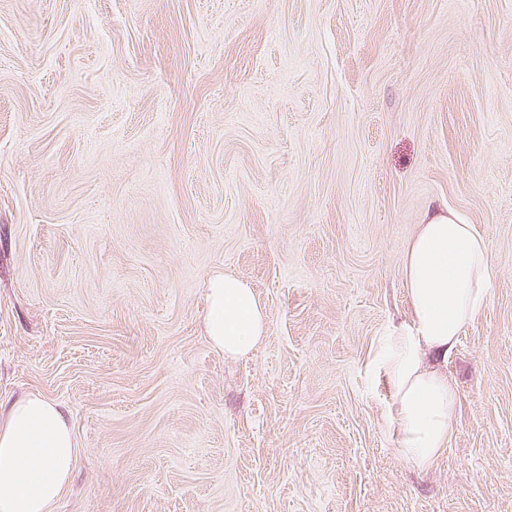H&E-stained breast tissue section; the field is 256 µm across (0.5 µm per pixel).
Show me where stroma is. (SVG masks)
I'll use <instances>...</instances> for the list:
<instances>
[{"label": "stroma", "instance_id": "35a3bbf8", "mask_svg": "<svg viewBox=\"0 0 512 512\" xmlns=\"http://www.w3.org/2000/svg\"><path fill=\"white\" fill-rule=\"evenodd\" d=\"M445 207L490 303L402 457L369 360ZM216 273L266 339H207ZM68 413L53 512H512V0H0V402Z\"/></svg>", "mask_w": 512, "mask_h": 512}]
</instances>
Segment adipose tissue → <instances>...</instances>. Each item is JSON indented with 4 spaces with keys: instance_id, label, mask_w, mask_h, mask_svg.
Here are the masks:
<instances>
[{
    "instance_id": "adipose-tissue-1",
    "label": "adipose tissue",
    "mask_w": 512,
    "mask_h": 512,
    "mask_svg": "<svg viewBox=\"0 0 512 512\" xmlns=\"http://www.w3.org/2000/svg\"><path fill=\"white\" fill-rule=\"evenodd\" d=\"M493 264L485 237L454 212L427 213L404 261L410 321L387 328L369 361L390 387L389 419L401 455L420 469L442 455L456 429L458 398L444 367L463 329L487 304ZM205 331L231 357L265 338L267 310L242 278L208 280ZM61 406L36 394L0 405V512H53L77 461Z\"/></svg>"
}]
</instances>
